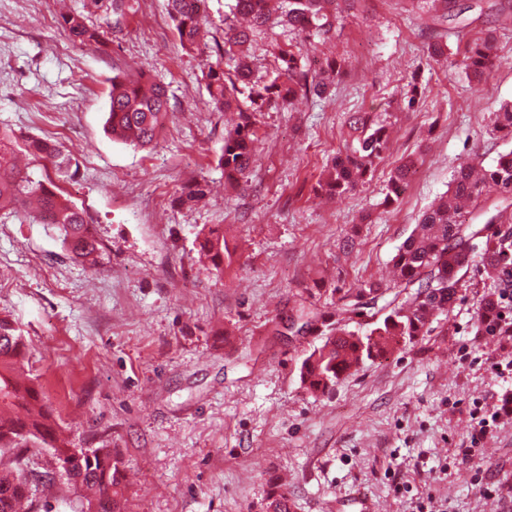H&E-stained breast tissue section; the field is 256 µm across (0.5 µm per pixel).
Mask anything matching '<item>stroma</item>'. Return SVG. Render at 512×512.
<instances>
[{
  "mask_svg": "<svg viewBox=\"0 0 512 512\" xmlns=\"http://www.w3.org/2000/svg\"><path fill=\"white\" fill-rule=\"evenodd\" d=\"M85 3L0 0V131L72 151L59 187L103 254L89 267L66 255L54 225L0 213V315L23 336L29 373L74 446L120 451L125 512H265L279 484L291 512H355L356 496L372 512H512V419L473 458L459 454L475 403L512 390V375L490 368L512 336L477 328L495 291L477 263L427 335L363 361L329 393L301 383L323 339L296 327L307 312L335 318L341 290L390 284L398 247L455 167L487 169L512 151L493 131L512 100V0H459L447 23L403 0H361L330 39L303 47L305 60L335 61L330 95L257 113L255 161L231 185L219 158L236 116L213 110L202 77L227 56L185 50L167 0H135L122 16ZM65 12L86 13L105 47L68 38ZM290 37L283 26L254 34L255 81L274 78ZM484 40L498 65L474 85L460 61ZM437 41L448 52L434 59ZM120 69L168 88L170 118L152 147L104 130ZM355 112L390 114V150L356 192L329 199L319 180ZM409 154L417 172L383 206ZM197 185L204 197L187 200ZM211 228L234 252L220 278L199 248Z\"/></svg>",
  "mask_w": 512,
  "mask_h": 512,
  "instance_id": "1",
  "label": "stroma"
}]
</instances>
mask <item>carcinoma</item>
Returning <instances> with one entry per match:
<instances>
[{
  "instance_id": "obj_1",
  "label": "carcinoma",
  "mask_w": 512,
  "mask_h": 512,
  "mask_svg": "<svg viewBox=\"0 0 512 512\" xmlns=\"http://www.w3.org/2000/svg\"><path fill=\"white\" fill-rule=\"evenodd\" d=\"M288 8L276 14L271 0H231L224 16V53L236 59L234 72L208 67L205 84L214 108L234 112L238 122L224 137L220 164L224 176L234 181L253 164L259 132L256 113L263 106L286 101L298 92L319 95L335 75L336 63L300 67L302 43L288 44L277 53L278 75L269 84L251 80L250 46L253 32L277 24L288 26L300 37L329 36L338 15L357 0H285ZM207 0H168L169 18L182 47L200 49L199 33L205 22ZM60 27L75 43L97 48L105 44L103 34L78 14H65ZM464 73L475 83L485 80L495 65L492 46L485 42L468 50ZM170 114L165 87L144 73L117 71L112 76L110 107L105 121L112 137L125 144L144 148L157 140ZM350 140L345 153L335 161L322 188L342 196L355 190L384 160L389 150L387 121L377 115L355 112L350 116ZM493 131L503 139L512 138V101L494 113ZM21 148L35 162L50 164L59 178L69 176L73 156L55 142L41 138L0 132V211H21L39 224H53L61 232L62 244L75 261L83 262L100 253L102 246L92 233L86 212L64 197L49 179H35L9 162L7 156ZM418 160L412 155L400 159L388 179L386 203L398 200ZM496 213L483 226L469 222V215L484 209L491 199ZM512 208V152L499 157L497 164L482 176L474 175L473 162H464L454 171L448 192L421 215L413 233L399 246L393 263L397 288L394 298L380 304L385 289L369 279L348 289L336 320L301 322L298 332L317 328L323 343L302 361L300 379L308 391L324 394L357 370L365 359L375 357L400 344H412L424 335L439 314L457 300L458 273L479 258L487 279L503 288H512V229H493L509 224ZM215 271L224 272L232 263V252L224 233L209 232L200 243ZM497 301L485 299L480 308L479 328L487 331L497 319ZM357 328H351V325ZM368 327L361 332L360 325ZM27 346L13 322L0 318V449L15 450L13 467L0 469V512H18L22 502L33 505L32 492L21 457L31 448L54 450L56 464L67 476L74 493L87 491L78 512H124L122 459L106 446L86 451L71 446L57 434L55 420L42 403L39 385L25 370ZM266 512H290L288 490L277 486L268 497Z\"/></svg>"
}]
</instances>
